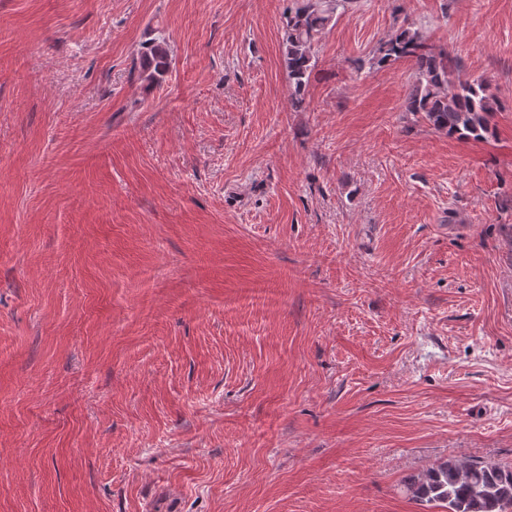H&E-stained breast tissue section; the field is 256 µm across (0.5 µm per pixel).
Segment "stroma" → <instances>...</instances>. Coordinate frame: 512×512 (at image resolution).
Instances as JSON below:
<instances>
[{
	"mask_svg": "<svg viewBox=\"0 0 512 512\" xmlns=\"http://www.w3.org/2000/svg\"><path fill=\"white\" fill-rule=\"evenodd\" d=\"M0 0V512H444L512 464V0ZM491 135L404 112V20ZM165 40L162 78L137 52ZM354 0H292L283 21L284 65L293 92L290 107L305 104L309 78L316 66V46L339 7ZM405 488L446 512H511L512 464L448 459L408 478Z\"/></svg>",
	"mask_w": 512,
	"mask_h": 512,
	"instance_id": "35a3bbf8",
	"label": "stroma"
}]
</instances>
